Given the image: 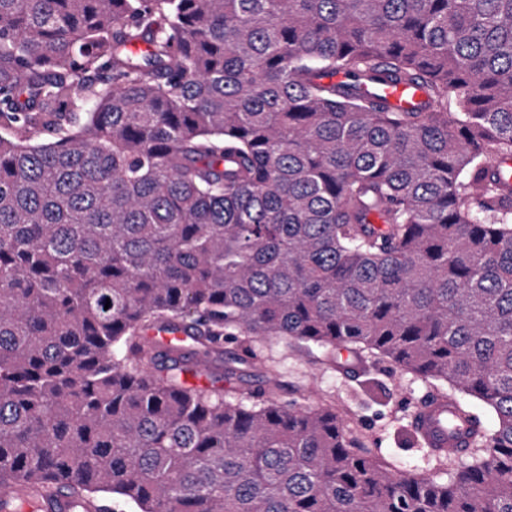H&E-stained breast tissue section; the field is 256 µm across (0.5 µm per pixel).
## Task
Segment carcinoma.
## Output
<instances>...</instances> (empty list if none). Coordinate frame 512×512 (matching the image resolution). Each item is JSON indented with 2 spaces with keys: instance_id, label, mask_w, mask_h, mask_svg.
I'll return each mask as SVG.
<instances>
[{
  "instance_id": "obj_1",
  "label": "carcinoma",
  "mask_w": 512,
  "mask_h": 512,
  "mask_svg": "<svg viewBox=\"0 0 512 512\" xmlns=\"http://www.w3.org/2000/svg\"><path fill=\"white\" fill-rule=\"evenodd\" d=\"M399 82L426 106L365 89ZM267 338L448 384L483 455L392 470L335 405L281 403ZM14 484L130 512H512V0H0Z\"/></svg>"
}]
</instances>
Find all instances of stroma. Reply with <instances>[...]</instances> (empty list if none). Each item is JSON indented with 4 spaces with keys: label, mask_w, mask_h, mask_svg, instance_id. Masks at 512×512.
Here are the masks:
<instances>
[{
    "label": "stroma",
    "mask_w": 512,
    "mask_h": 512,
    "mask_svg": "<svg viewBox=\"0 0 512 512\" xmlns=\"http://www.w3.org/2000/svg\"><path fill=\"white\" fill-rule=\"evenodd\" d=\"M252 348L259 358L278 366L281 402H332L346 412L360 443L380 461L418 474L434 471L436 462L411 422L431 397L451 396L449 385L422 380L375 354H363L354 374L346 376L324 364L321 353L300 347L287 350L273 338Z\"/></svg>",
    "instance_id": "obj_1"
}]
</instances>
